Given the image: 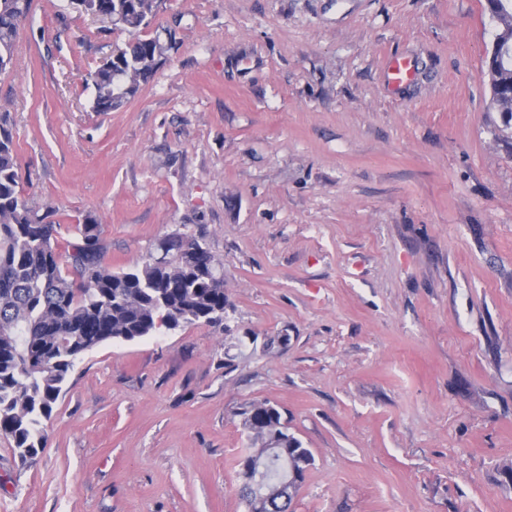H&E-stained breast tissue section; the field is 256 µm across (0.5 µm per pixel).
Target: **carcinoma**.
Here are the masks:
<instances>
[{
	"label": "carcinoma",
	"mask_w": 512,
	"mask_h": 512,
	"mask_svg": "<svg viewBox=\"0 0 512 512\" xmlns=\"http://www.w3.org/2000/svg\"><path fill=\"white\" fill-rule=\"evenodd\" d=\"M163 0H76L74 9L132 36L112 56L87 73L94 89L93 108L113 112L134 98L141 84L177 46L142 38ZM495 23L485 58L490 106L512 117V0H487ZM31 0H0V73L11 64L19 29ZM54 210L42 214L19 189L17 157L6 116L0 115V434L26 462L46 445L43 423L76 362L109 342H132L155 335L160 327L214 324L224 316L227 295L219 278L221 262L197 239L191 250L173 254L163 266L147 257L141 265L114 273L105 262L100 220L88 214L67 242L68 266L57 247L60 225ZM244 431L254 434L247 448L266 459V484L279 483L284 463L300 470L312 463L309 449L282 431L283 414L267 400H253L236 411ZM297 492L285 488L266 512H292Z\"/></svg>",
	"instance_id": "carcinoma-1"
}]
</instances>
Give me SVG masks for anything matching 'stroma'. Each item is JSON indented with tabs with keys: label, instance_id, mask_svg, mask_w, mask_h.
Segmentation results:
<instances>
[{
	"label": "stroma",
	"instance_id": "stroma-1",
	"mask_svg": "<svg viewBox=\"0 0 512 512\" xmlns=\"http://www.w3.org/2000/svg\"><path fill=\"white\" fill-rule=\"evenodd\" d=\"M172 27L137 96L96 112L84 77L128 34L32 0L0 113L64 239L95 215L123 272L199 238L227 321L86 353L32 461L0 435V512H247L251 400L313 455L294 512H512V123L486 0H163L146 34Z\"/></svg>",
	"mask_w": 512,
	"mask_h": 512
}]
</instances>
